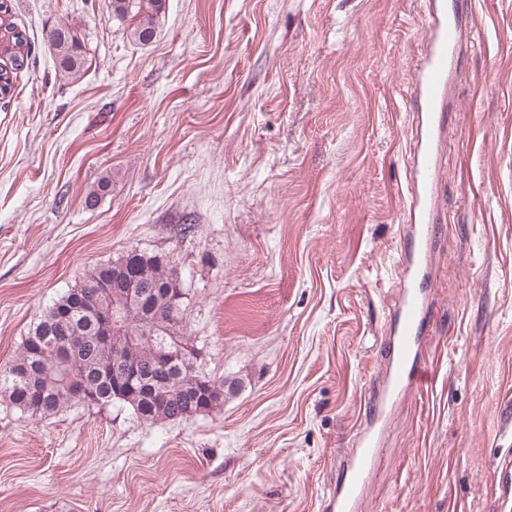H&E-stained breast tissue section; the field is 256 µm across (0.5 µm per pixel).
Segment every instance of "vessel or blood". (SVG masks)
Wrapping results in <instances>:
<instances>
[{
	"label": "vessel or blood",
	"instance_id": "b4317fda",
	"mask_svg": "<svg viewBox=\"0 0 512 512\" xmlns=\"http://www.w3.org/2000/svg\"><path fill=\"white\" fill-rule=\"evenodd\" d=\"M425 28L416 90L426 110L419 119L421 141L410 164L411 232L398 257L405 277V293L388 341L386 383L364 411L366 420L372 424L382 419L389 402L403 389L427 384L432 375L431 367L421 364L418 351L429 315L428 254L436 238L428 190L435 176L438 154L435 131L442 121L436 103L457 63L458 17L449 13L445 5L437 4L427 14ZM376 459L374 436L363 434L360 448L346 465L342 486L333 489L327 497L328 512H353L365 475ZM494 497L498 512H512V455L503 457L497 464Z\"/></svg>",
	"mask_w": 512,
	"mask_h": 512
}]
</instances>
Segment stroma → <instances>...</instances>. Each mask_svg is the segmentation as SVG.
I'll use <instances>...</instances> for the list:
<instances>
[{
	"label": "stroma",
	"mask_w": 512,
	"mask_h": 512,
	"mask_svg": "<svg viewBox=\"0 0 512 512\" xmlns=\"http://www.w3.org/2000/svg\"><path fill=\"white\" fill-rule=\"evenodd\" d=\"M460 2L433 381L392 404L356 512H495L512 454V0ZM11 6L31 53L0 101V365L135 248L176 269L197 368L237 388L156 424L0 401V512H326L383 383L431 0H165L145 45L109 0ZM61 22L74 82L52 79ZM51 31H56L55 39L50 42L56 75L63 80L79 78L86 64V53L75 27L60 23ZM496 510H512V455L503 457L497 464L494 482Z\"/></svg>",
	"instance_id": "obj_1"
}]
</instances>
